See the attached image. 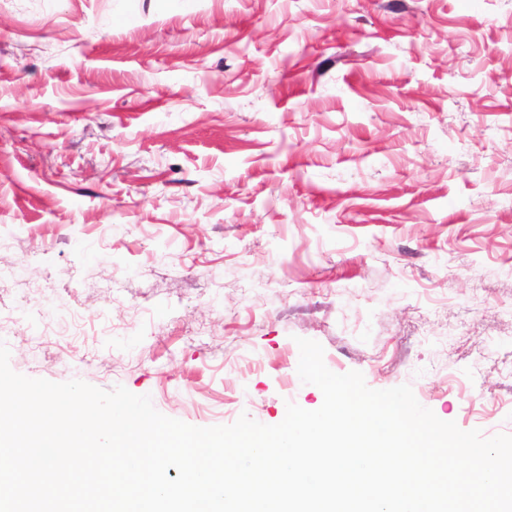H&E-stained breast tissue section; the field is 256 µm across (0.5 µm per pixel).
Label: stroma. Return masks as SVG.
Wrapping results in <instances>:
<instances>
[{"label":"stroma","instance_id":"obj_1","mask_svg":"<svg viewBox=\"0 0 512 512\" xmlns=\"http://www.w3.org/2000/svg\"><path fill=\"white\" fill-rule=\"evenodd\" d=\"M10 366L198 427L297 338L512 434V0H0Z\"/></svg>","mask_w":512,"mask_h":512}]
</instances>
